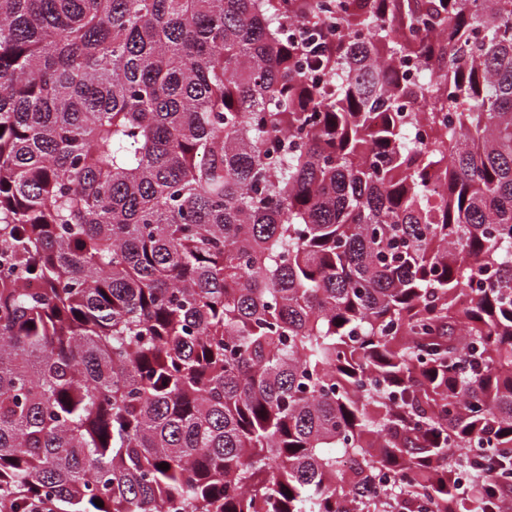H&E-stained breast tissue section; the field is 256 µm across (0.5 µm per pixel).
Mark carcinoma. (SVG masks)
<instances>
[{
  "mask_svg": "<svg viewBox=\"0 0 512 512\" xmlns=\"http://www.w3.org/2000/svg\"><path fill=\"white\" fill-rule=\"evenodd\" d=\"M0 266V512H503L512 0H0Z\"/></svg>",
  "mask_w": 512,
  "mask_h": 512,
  "instance_id": "obj_1",
  "label": "carcinoma"
}]
</instances>
